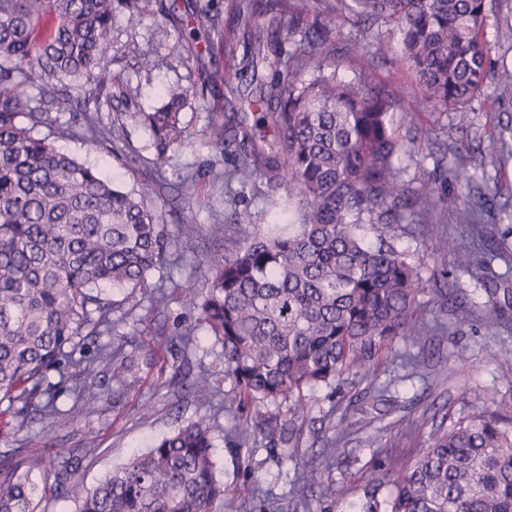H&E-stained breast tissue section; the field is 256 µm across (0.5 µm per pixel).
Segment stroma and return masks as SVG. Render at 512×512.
Wrapping results in <instances>:
<instances>
[{"mask_svg":"<svg viewBox=\"0 0 512 512\" xmlns=\"http://www.w3.org/2000/svg\"><path fill=\"white\" fill-rule=\"evenodd\" d=\"M166 21L155 0H142L139 13H117L112 23V46L104 65L116 76L111 87L112 105L102 108L104 123L121 116L115 128L117 151L90 150L72 135L69 110L51 113L47 124L37 126L40 136L57 149L79 161L96 165L104 175L126 189L146 188L164 216L165 229L174 240L180 261L174 270L157 269L148 275L149 284H164L165 304L152 310L142 292H114L121 306L112 316V332L88 341L89 350L125 343L128 353L140 357L135 370L137 385L125 388L112 378L110 369L97 377L100 400L74 419L56 423L33 420L27 428L14 430L7 403H0V451L25 448L47 458L65 451L80 464L82 488H91L131 452H144L162 437L201 418L215 419L219 426L244 427L248 441L235 450L224 437L215 439L217 477L227 489L222 512H294L296 499L292 479L313 458L331 452L338 421H346L352 435L336 462L327 470L336 485L332 512H346L348 504L362 491L377 452L402 461H415L429 446L431 434L448 428L473 409L496 410L500 401L512 400V381L503 377L506 359H512V327L491 335L483 328L481 316L490 305L512 295V164L498 171L488 158L499 146L500 131L512 126V105L495 102L492 90H485L466 107L469 120L456 126L452 116L434 110L419 93L414 74L397 59L378 63L376 73L406 107L404 122H418L426 128L402 162L421 166L436 178V191L464 201L486 198L492 215L486 230L493 241L507 249V256L486 262L482 251H474L470 270L456 269V254L470 242L467 225L441 218L429 224H407L398 245L421 268L426 287L416 298L417 310L425 322L440 321L445 328L425 344L395 338L382 349L374 378L345 379L333 386L304 388V412L295 423L293 441L284 454L270 450L263 429L246 426L239 411H227L217 401L203 400L182 388L178 370L198 372L206 368L215 385L224 383L222 349L198 320V312L183 296L180 282L192 281L198 293H206L211 273L196 266V250L221 258L232 244L213 237L212 224L229 218L234 206L248 207L255 215L251 224L240 225L237 241L248 242L254 235L283 223L288 216V191L271 195L245 194L231 204L222 172L224 156L213 148L208 130L212 121L235 112L250 111L248 100L235 98L240 86L242 53L225 48L217 31H209V50L195 53L178 46L175 35H162ZM150 47L157 66L139 72L126 55L130 42ZM135 86L137 95L126 94ZM188 88L190 96L183 110L185 143L168 154L164 164L167 187L152 182L155 150L147 129L136 122L134 113L158 106L162 86ZM466 146L465 162L470 181L462 185L442 176L443 166H454L457 146ZM196 174L192 195L174 198L172 188L182 176ZM196 224L198 234L185 239L184 222ZM473 314L470 322L457 324L458 310ZM196 330V340L187 348L170 342L175 331ZM424 354L425 361L415 377H406L400 365L402 355ZM95 442L87 450V442ZM258 469L260 488H253L245 466Z\"/></svg>","mask_w":512,"mask_h":512,"instance_id":"obj_1","label":"stroma"}]
</instances>
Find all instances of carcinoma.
Segmentation results:
<instances>
[{"label":"carcinoma","mask_w":512,"mask_h":512,"mask_svg":"<svg viewBox=\"0 0 512 512\" xmlns=\"http://www.w3.org/2000/svg\"><path fill=\"white\" fill-rule=\"evenodd\" d=\"M140 0H0V402L13 407L17 429L38 414L56 421L62 390L75 402L100 399V367L128 384L133 359L121 344L84 353L85 339L112 333L118 308L114 288L148 291V274L166 265L173 241L148 194L124 190L95 168L54 148L34 128L67 88L112 75L95 73L112 44L119 10L139 11ZM310 22L288 0H239L222 38L243 47L242 68L258 74L268 55L282 68L259 79L252 124L214 121L211 141L231 168L224 180L245 193L255 176L268 190L288 187L298 227L254 238L230 254L196 259L212 272L202 299L191 281L184 296L221 344L224 402L249 408L281 443L293 439L305 387L331 385L344 375L374 376L376 356L397 337L420 342L439 325L416 323L415 298L425 287L419 265L401 250L397 225L405 215L444 213L487 241L480 207L438 195L418 173L409 189L401 152L402 111L372 69L374 58L395 51L416 77L423 97L464 121L465 105L493 86L498 102L512 104V72L495 67L484 37L486 0H319ZM55 18L40 35L45 14ZM382 27L365 45L353 31L362 21ZM352 29L344 30L345 25ZM343 44L356 62L344 79L336 58ZM36 90L31 94L28 89ZM164 104L134 117L153 136L158 181L169 150L185 141L181 110L189 91L162 89ZM72 133L107 148L111 129L99 108L86 109ZM512 143L503 138L489 164L504 169ZM252 212L236 210L215 226L230 238ZM367 228L373 242L358 230ZM508 314L493 304L483 322L498 332ZM59 380H49V373ZM184 387L213 398L210 374L184 376ZM293 401L283 421L262 408ZM200 420L133 454L81 498L76 512H215L224 502L213 461V432ZM0 455V512H33L27 471L53 469L56 485L77 469L62 455ZM358 512H512V420L474 411L438 431L413 463L390 456L375 464ZM299 488L318 486L319 498L299 499L303 512H330L336 487L316 464L297 473Z\"/></svg>","instance_id":"cac0c4a2"}]
</instances>
